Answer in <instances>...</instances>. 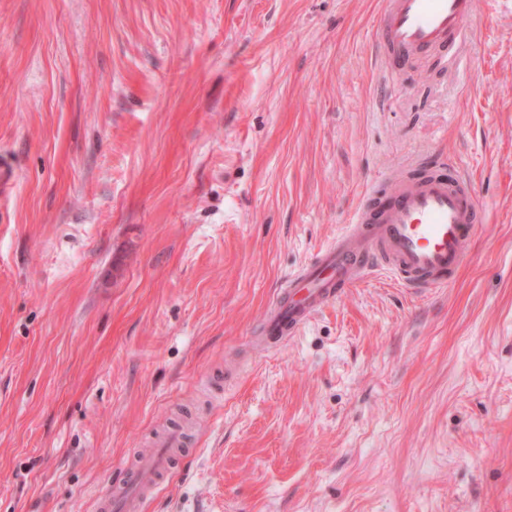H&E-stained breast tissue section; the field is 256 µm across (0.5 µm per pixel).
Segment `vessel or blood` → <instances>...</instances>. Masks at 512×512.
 <instances>
[{
  "label": "vessel or blood",
  "instance_id": "vessel-or-blood-1",
  "mask_svg": "<svg viewBox=\"0 0 512 512\" xmlns=\"http://www.w3.org/2000/svg\"><path fill=\"white\" fill-rule=\"evenodd\" d=\"M480 0H386L377 37L392 53L393 67L427 50L454 56L465 24ZM386 187L367 191L349 224L315 260L290 274L269 309L265 343L275 347L295 335L345 288L384 271L415 292L452 282L483 222L472 182L459 166L418 167L385 177ZM185 446L176 427L159 435L133 463L125 479L99 495L96 512H139L144 493L159 485Z\"/></svg>",
  "mask_w": 512,
  "mask_h": 512
}]
</instances>
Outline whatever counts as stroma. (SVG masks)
Listing matches in <instances>:
<instances>
[{"label": "stroma", "mask_w": 512, "mask_h": 512, "mask_svg": "<svg viewBox=\"0 0 512 512\" xmlns=\"http://www.w3.org/2000/svg\"><path fill=\"white\" fill-rule=\"evenodd\" d=\"M383 0H0V512H512V12L385 71ZM457 159L448 287L347 288L275 349L289 273L390 171ZM182 427L169 429L152 443V449L143 453L132 464L125 479L107 488L99 495L97 512H138L144 493L159 485L185 446Z\"/></svg>", "instance_id": "35a3bbf8"}]
</instances>
